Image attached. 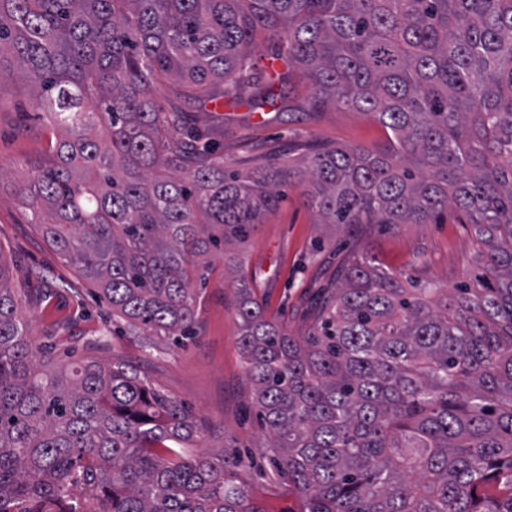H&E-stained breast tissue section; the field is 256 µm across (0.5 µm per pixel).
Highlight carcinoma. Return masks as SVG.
<instances>
[{
  "label": "carcinoma",
  "instance_id": "1",
  "mask_svg": "<svg viewBox=\"0 0 512 512\" xmlns=\"http://www.w3.org/2000/svg\"><path fill=\"white\" fill-rule=\"evenodd\" d=\"M260 33L287 70L258 71ZM22 76L66 138L20 193L132 332L191 339L204 257L287 185L346 232L448 209L470 225L479 287L346 258L302 334L224 268L264 452L300 512H512V0H0V89ZM297 76L308 111L364 114L385 145L242 172L154 99L174 81L201 107L248 89L281 112ZM211 431L131 363L54 366L0 262V512H263L224 445L189 453Z\"/></svg>",
  "mask_w": 512,
  "mask_h": 512
}]
</instances>
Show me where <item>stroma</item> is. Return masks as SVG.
<instances>
[{"label": "stroma", "instance_id": "obj_1", "mask_svg": "<svg viewBox=\"0 0 512 512\" xmlns=\"http://www.w3.org/2000/svg\"><path fill=\"white\" fill-rule=\"evenodd\" d=\"M284 112L242 104L209 112L185 107L189 128L224 146V159L236 169L265 165L287 155L301 156L307 145H349L380 149L386 137L368 117L348 110L310 112L295 95ZM61 136L39 117L25 84L0 89V260L8 268L19 312L33 344L52 350L56 362L95 359L135 362L166 394L190 403L197 416L215 427L211 443L233 440L254 455L249 470L251 497L264 512H299L300 498L288 484L267 483L259 470L258 447L266 436L250 404L248 380L238 347L231 279L224 257L210 256L212 267L197 312L196 337L177 346L146 330L137 336L112 331V309L77 266L46 241L35 209L23 204L20 186L34 165L51 157ZM477 243L466 225L442 213L433 224H404L383 231L365 227L352 236L317 221L299 189L285 187L278 209L256 225L238 254L266 314L292 332H304L316 313L311 301L329 287L345 255H365L390 272L430 280L450 288L476 265Z\"/></svg>", "mask_w": 512, "mask_h": 512}]
</instances>
